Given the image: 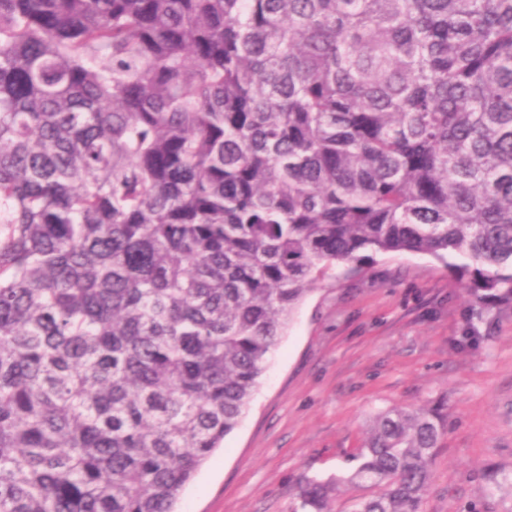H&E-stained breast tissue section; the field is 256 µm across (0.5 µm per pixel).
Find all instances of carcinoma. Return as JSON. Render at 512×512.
Segmentation results:
<instances>
[{
	"label": "carcinoma",
	"instance_id": "carcinoma-1",
	"mask_svg": "<svg viewBox=\"0 0 512 512\" xmlns=\"http://www.w3.org/2000/svg\"><path fill=\"white\" fill-rule=\"evenodd\" d=\"M512 302V0H0V512H173L366 254ZM437 408L340 487L420 512Z\"/></svg>",
	"mask_w": 512,
	"mask_h": 512
}]
</instances>
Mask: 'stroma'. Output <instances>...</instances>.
I'll return each mask as SVG.
<instances>
[{"label":"stroma","instance_id":"1","mask_svg":"<svg viewBox=\"0 0 512 512\" xmlns=\"http://www.w3.org/2000/svg\"><path fill=\"white\" fill-rule=\"evenodd\" d=\"M400 406L448 414L423 512H512L489 490L512 472V304L470 302L426 254L330 267L177 512H302L300 481L351 473L370 420Z\"/></svg>","mask_w":512,"mask_h":512}]
</instances>
